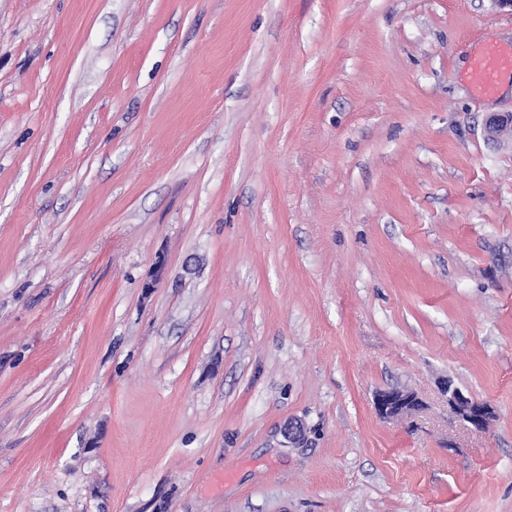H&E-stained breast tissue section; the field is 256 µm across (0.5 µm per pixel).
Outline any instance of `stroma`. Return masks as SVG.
<instances>
[{
	"label": "stroma",
	"instance_id": "stroma-1",
	"mask_svg": "<svg viewBox=\"0 0 512 512\" xmlns=\"http://www.w3.org/2000/svg\"><path fill=\"white\" fill-rule=\"evenodd\" d=\"M491 43L496 0H0V512H512ZM512 70V47L489 44L475 58L470 70V80L482 94L495 93L500 74ZM444 390L448 394V406L456 416L474 428L481 429L485 426L491 414V407L487 402L464 394L451 383L447 384ZM421 404L413 393L385 390L378 394L375 407L382 417H397L419 409Z\"/></svg>",
	"mask_w": 512,
	"mask_h": 512
}]
</instances>
